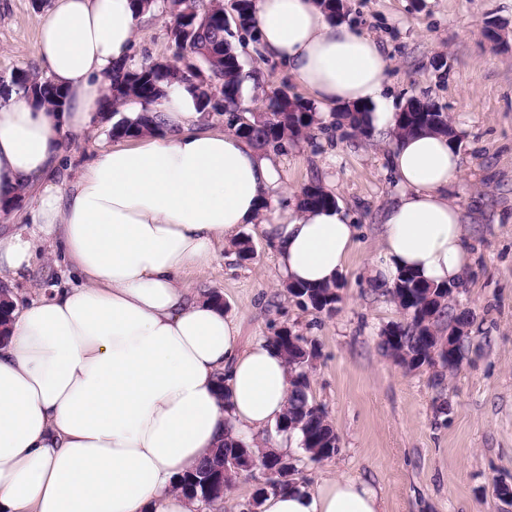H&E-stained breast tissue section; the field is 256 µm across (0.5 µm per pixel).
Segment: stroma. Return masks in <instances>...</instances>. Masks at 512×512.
<instances>
[{
	"instance_id": "obj_1",
	"label": "stroma",
	"mask_w": 512,
	"mask_h": 512,
	"mask_svg": "<svg viewBox=\"0 0 512 512\" xmlns=\"http://www.w3.org/2000/svg\"><path fill=\"white\" fill-rule=\"evenodd\" d=\"M52 3L0 0V79L18 71L46 79L38 26ZM341 20L376 38L391 58L384 93L391 111L417 96L442 108L454 130L464 174L450 197L463 211L472 256L455 298L456 308L474 317L462 363L439 377L426 367L406 369L383 349L381 330L405 319L367 266L384 210L401 191L388 164L393 140L382 130L364 138L333 126L330 106L317 108L321 126L313 142L292 144L279 159L289 201L308 184H320L358 228L336 312L297 304L278 282L274 245L255 224L240 232L252 259L219 248L183 283L221 294L242 342L288 329L315 344L310 396L335 426L340 450L316 462L297 437L287 438L300 484L334 473L360 478L377 490L384 512H512V498L495 491L512 487V0H345ZM168 21L160 2L144 20L134 60L171 56ZM235 38L248 75L247 108L264 111L268 95L280 88L300 93L281 64L245 44L244 32ZM114 142L108 118L67 134L48 182L70 192L83 168ZM77 282L66 261L40 259L9 280L22 305Z\"/></svg>"
}]
</instances>
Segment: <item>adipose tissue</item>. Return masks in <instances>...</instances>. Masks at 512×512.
<instances>
[{"label": "adipose tissue", "mask_w": 512, "mask_h": 512, "mask_svg": "<svg viewBox=\"0 0 512 512\" xmlns=\"http://www.w3.org/2000/svg\"><path fill=\"white\" fill-rule=\"evenodd\" d=\"M259 48L324 105L382 101L392 62L371 36L315 0H254ZM130 0H54L39 60L65 95L50 112L18 92L0 107V199L39 188L33 221L63 248L79 285L13 310L0 343V512H194L175 487L224 431L252 440L282 419L291 390L268 341L242 345L207 296L180 285L244 224L276 248L284 283H336L357 227L341 205L283 207L278 160L236 132L203 130L184 85L152 107L154 125L101 152L66 196L45 181L66 133L93 127L105 77L130 55ZM403 191L369 260L376 284L400 271L459 283L469 255L448 196L463 170L452 138L396 137ZM32 240L0 237V273L21 276ZM260 512H383L378 492L328 475L268 495Z\"/></svg>", "instance_id": "adipose-tissue-1"}]
</instances>
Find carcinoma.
I'll use <instances>...</instances> for the list:
<instances>
[{
	"label": "carcinoma",
	"instance_id": "carcinoma-1",
	"mask_svg": "<svg viewBox=\"0 0 512 512\" xmlns=\"http://www.w3.org/2000/svg\"><path fill=\"white\" fill-rule=\"evenodd\" d=\"M180 10L191 11L194 22L190 29L184 31L183 38L171 39L173 54H179L182 49L189 50L214 75L216 95L206 99L194 96L198 111L224 115L227 123L236 126V132L247 141L277 152L290 143L310 136V131L319 122V116L314 105L296 93H273L267 106L269 115L260 117L249 128L239 124L242 67L235 48L228 40L231 30L224 0H211L207 9L202 12L198 10L197 0H190V3L180 5ZM237 17L239 29L249 36L252 35L255 31L253 0H239ZM106 81L112 97H104L103 104H112L113 113H118L119 108L132 100L142 105L141 113L136 119H123L112 125V135L117 138L134 137L148 129V124L153 122L149 115L151 106L166 96L167 88L172 83L179 82L188 91H193L189 84L188 69L158 65L154 59L140 62L131 59L119 64L106 76ZM0 90L5 94L14 90L25 95L32 92L36 104L46 106L52 112L60 111V106L63 105V92L50 80L38 81L27 75L24 83L4 84L0 86ZM431 107V103L422 101L418 111L401 113L396 134L412 135L429 131L445 136L452 135L453 129L445 121L444 115L431 111ZM370 112L372 108L368 105H356L352 112L349 107L343 106L334 113L336 125L352 130L358 128L361 135L368 136L372 131L368 122ZM334 202V197L322 186L311 185L309 191L300 198L299 205L319 207ZM334 289V285L288 286V292L303 304L327 314L330 313L331 305L336 303ZM388 293L407 316V321L393 325L397 331L395 336L390 335L388 327L382 330L381 345L384 350L398 364L408 369L424 366L447 369L448 359L442 358L436 362L430 356V352L442 340V318L448 317L450 324L468 325L473 315L466 310L454 313L450 288L427 284L408 271L398 274ZM297 340L296 344L289 342L288 335L282 332L268 338L285 356L291 372L296 374L292 380L288 409L283 420L279 422V427L284 429L286 425H291L289 431L300 435L301 447L310 458L314 461H325L339 452V447L335 446L339 437L326 413L309 396L310 383L304 370L315 358L316 348L302 336L297 337ZM244 458L254 462L261 478L267 481L269 477L266 473L280 465L282 455L259 452L226 433L218 440L216 448L208 458L177 477L176 486L188 499L205 505L213 512H219L223 508L226 491L233 487L238 477L236 473H223L224 464ZM289 487L291 483L281 481H273L269 485L260 484L251 500L242 504V508L247 512H254L266 494L281 492Z\"/></svg>",
	"mask_w": 512,
	"mask_h": 512
}]
</instances>
